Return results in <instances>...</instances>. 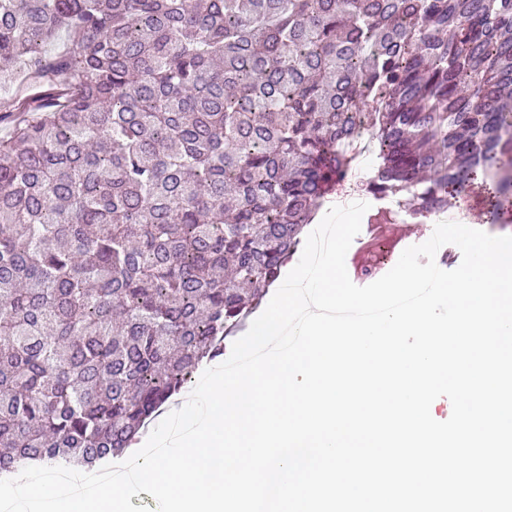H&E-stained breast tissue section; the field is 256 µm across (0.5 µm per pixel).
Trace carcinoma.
<instances>
[{"mask_svg":"<svg viewBox=\"0 0 512 512\" xmlns=\"http://www.w3.org/2000/svg\"><path fill=\"white\" fill-rule=\"evenodd\" d=\"M60 30L66 48L45 45ZM0 475L124 453L358 144L413 219L512 223V0H0ZM483 190L479 187V185H475L474 191L472 193L471 199L464 203V206H456L453 205L451 208H448V211L441 213L439 215L434 216L436 220L442 221H459V216H462L467 219L468 224H464L469 227V224H472L473 226L471 228L482 230L490 235L493 236H504V235H512V224H505L506 227L502 229H496V230H490L488 224L485 223V216L478 217L477 216V209L476 204L479 202L482 198ZM472 209L470 210V206H472Z\"/></svg>","mask_w":512,"mask_h":512,"instance_id":"1","label":"carcinoma"}]
</instances>
